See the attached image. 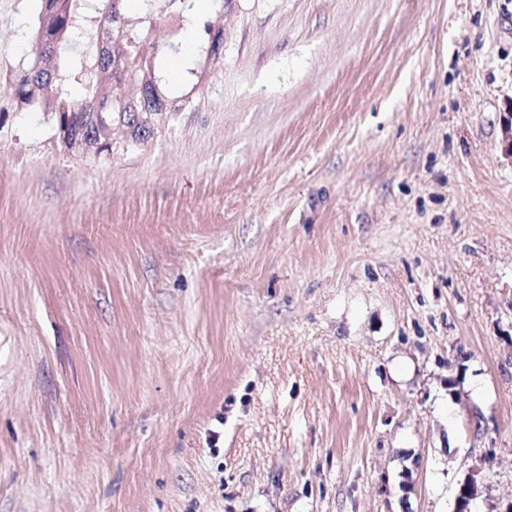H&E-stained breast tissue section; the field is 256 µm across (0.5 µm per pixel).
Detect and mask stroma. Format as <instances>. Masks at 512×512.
<instances>
[{"instance_id": "obj_1", "label": "stroma", "mask_w": 512, "mask_h": 512, "mask_svg": "<svg viewBox=\"0 0 512 512\" xmlns=\"http://www.w3.org/2000/svg\"><path fill=\"white\" fill-rule=\"evenodd\" d=\"M34 0H0V74ZM151 138L0 93V512L512 502V0H210ZM479 494V485L475 476L469 475L459 485L455 496V512H472L471 504Z\"/></svg>"}]
</instances>
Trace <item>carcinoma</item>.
<instances>
[{
	"mask_svg": "<svg viewBox=\"0 0 512 512\" xmlns=\"http://www.w3.org/2000/svg\"><path fill=\"white\" fill-rule=\"evenodd\" d=\"M83 2L39 0L33 36L42 49L9 85L21 109L51 115L61 148L97 155L111 151L119 136L138 142L152 135L169 108L162 58L175 45L167 17H153L154 4L130 19L126 0H101L107 26L90 37ZM77 37L87 40L85 51L64 55Z\"/></svg>",
	"mask_w": 512,
	"mask_h": 512,
	"instance_id": "carcinoma-1",
	"label": "carcinoma"
}]
</instances>
